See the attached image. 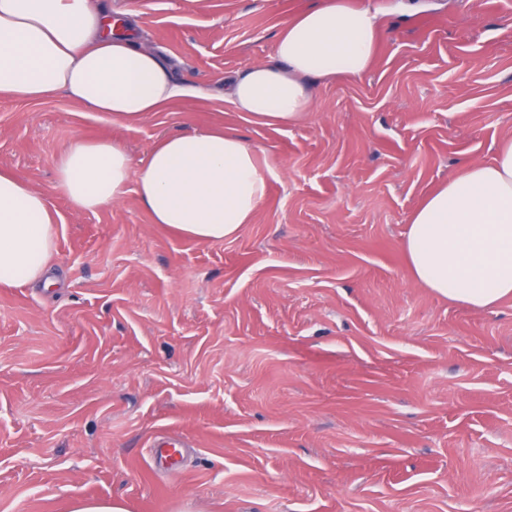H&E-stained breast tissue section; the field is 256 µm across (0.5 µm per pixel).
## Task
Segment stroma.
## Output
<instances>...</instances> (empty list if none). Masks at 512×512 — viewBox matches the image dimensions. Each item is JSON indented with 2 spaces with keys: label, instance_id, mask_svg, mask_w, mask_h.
Instances as JSON below:
<instances>
[{
  "label": "stroma",
  "instance_id": "1",
  "mask_svg": "<svg viewBox=\"0 0 512 512\" xmlns=\"http://www.w3.org/2000/svg\"><path fill=\"white\" fill-rule=\"evenodd\" d=\"M115 2L209 95L132 128L61 93L0 101V168L60 221L58 287H0V512H512V298L448 302L403 251L422 199L512 137V0H373L368 72L315 82L279 131L241 125L224 81L316 0ZM213 125L277 171L235 237L53 192L74 137L138 162ZM166 435L174 471L151 461Z\"/></svg>",
  "mask_w": 512,
  "mask_h": 512
}]
</instances>
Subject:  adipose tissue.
Masks as SVG:
<instances>
[{"mask_svg": "<svg viewBox=\"0 0 512 512\" xmlns=\"http://www.w3.org/2000/svg\"><path fill=\"white\" fill-rule=\"evenodd\" d=\"M378 32L372 5L323 0L282 27L275 62L248 66L224 97L247 124H299L315 109L310 79L362 77ZM59 92L129 127L178 98L205 94L175 82L169 60L105 0H0V99ZM275 175L240 131L213 126L156 140L138 168L116 142L74 139L56 160L55 189L80 211L135 192L152 223L212 242L253 222ZM58 232L49 197L0 169V286L53 287ZM403 249L415 281L448 301L481 310L512 297V139L422 201Z\"/></svg>", "mask_w": 512, "mask_h": 512, "instance_id": "adipose-tissue-1", "label": "adipose tissue"}]
</instances>
